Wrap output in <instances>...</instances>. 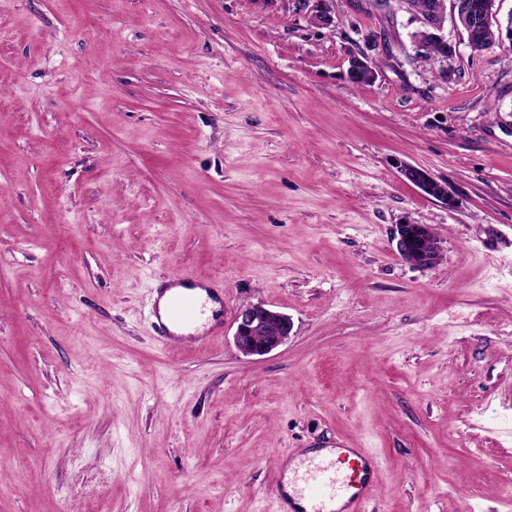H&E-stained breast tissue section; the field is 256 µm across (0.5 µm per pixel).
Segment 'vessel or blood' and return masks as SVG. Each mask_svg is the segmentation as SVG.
Wrapping results in <instances>:
<instances>
[{
	"mask_svg": "<svg viewBox=\"0 0 512 512\" xmlns=\"http://www.w3.org/2000/svg\"><path fill=\"white\" fill-rule=\"evenodd\" d=\"M162 291L166 295L164 309L155 319L163 347L178 345L183 337L197 331L203 319L216 324L223 317V289L199 285L185 274H173ZM353 454L356 472L352 475L342 471L344 457L308 458L300 496L309 501L311 512H365L375 490L379 461L363 448L354 449Z\"/></svg>",
	"mask_w": 512,
	"mask_h": 512,
	"instance_id": "1",
	"label": "vessel or blood"
}]
</instances>
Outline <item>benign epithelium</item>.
Returning <instances> with one entry per match:
<instances>
[{"instance_id":"1","label":"benign epithelium","mask_w":512,"mask_h":512,"mask_svg":"<svg viewBox=\"0 0 512 512\" xmlns=\"http://www.w3.org/2000/svg\"><path fill=\"white\" fill-rule=\"evenodd\" d=\"M314 2L308 21L316 28H331L335 25L334 14L336 12V0H305ZM454 12L462 27L467 32V40L470 48L475 52L485 49L480 42L477 29L486 20L490 9V3H480L478 0H452ZM422 29L419 30L416 40L426 37L438 41L444 47V55L441 60L446 61L456 54L455 44L448 41L443 35V27L436 22L434 12L429 10L423 15H418ZM348 74L365 84L375 79V71L371 65L361 59L351 62ZM401 174L419 187L426 195L437 198L447 205H453L454 199L448 190V185L432 177L425 170L411 166H400ZM423 235L424 249L413 253L408 250L409 225H396V250L399 256L406 262L418 267H430L436 255L440 254V242L432 229L426 225H420ZM234 343L237 349L246 356H263L283 345L291 335L293 324L288 315L269 309L262 304L246 306L238 312L236 319Z\"/></svg>"}]
</instances>
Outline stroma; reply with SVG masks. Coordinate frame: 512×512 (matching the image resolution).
<instances>
[{"label":"stroma","mask_w":512,"mask_h":512,"mask_svg":"<svg viewBox=\"0 0 512 512\" xmlns=\"http://www.w3.org/2000/svg\"><path fill=\"white\" fill-rule=\"evenodd\" d=\"M418 26L0 0V512H283L301 451L342 446L380 460L366 512H512V45L450 18L427 61ZM404 223L434 266L398 256ZM174 272L219 282L224 321L168 351ZM250 304L293 322L264 356L234 345ZM400 172L407 180L417 185L424 194L445 202L449 207L453 205L454 199L446 183L435 179L425 170L411 165H401ZM409 225L412 224H399L396 225V250L399 256L406 262L418 267H430L435 261V256L440 254V242L434 235L432 229L426 224H415L420 227V232L423 235L424 250L416 253L408 250L409 243Z\"/></svg>","instance_id":"35a3bbf8"}]
</instances>
